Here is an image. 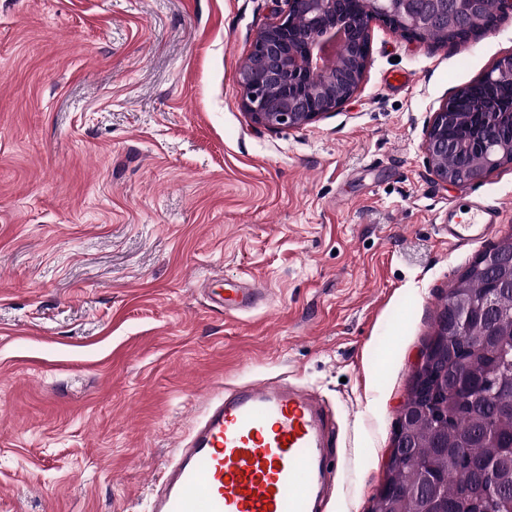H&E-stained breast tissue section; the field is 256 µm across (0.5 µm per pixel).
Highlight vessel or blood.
I'll list each match as a JSON object with an SVG mask.
<instances>
[{
	"instance_id": "b4317fda",
	"label": "vessel or blood",
	"mask_w": 512,
	"mask_h": 512,
	"mask_svg": "<svg viewBox=\"0 0 512 512\" xmlns=\"http://www.w3.org/2000/svg\"><path fill=\"white\" fill-rule=\"evenodd\" d=\"M504 210L479 197L449 208V244L483 239ZM264 294L250 282L212 301L235 313ZM335 461V418L316 394L282 379L228 388L181 444L150 512H323Z\"/></svg>"
}]
</instances>
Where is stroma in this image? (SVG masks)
Listing matches in <instances>:
<instances>
[{"instance_id":"stroma-1","label":"stroma","mask_w":512,"mask_h":512,"mask_svg":"<svg viewBox=\"0 0 512 512\" xmlns=\"http://www.w3.org/2000/svg\"><path fill=\"white\" fill-rule=\"evenodd\" d=\"M284 0H0V512H149L224 388L333 408L326 512H371L418 353L464 268L450 203H512V162L439 180L426 129L512 56L371 24L355 96L301 128L242 107ZM249 279L257 307H212Z\"/></svg>"}]
</instances>
